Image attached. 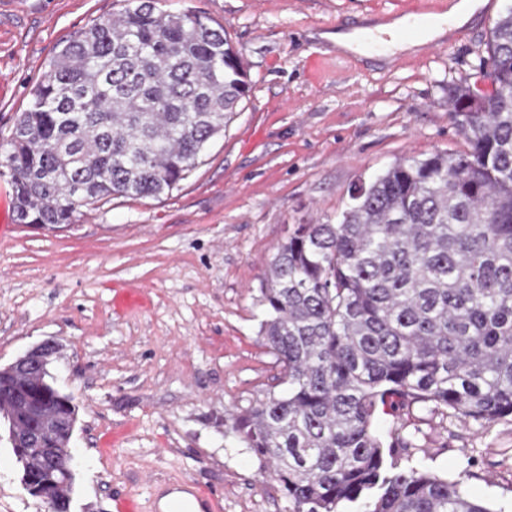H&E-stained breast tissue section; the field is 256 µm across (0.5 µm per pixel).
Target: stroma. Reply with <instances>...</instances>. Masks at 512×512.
Masks as SVG:
<instances>
[{
	"instance_id": "1",
	"label": "stroma",
	"mask_w": 512,
	"mask_h": 512,
	"mask_svg": "<svg viewBox=\"0 0 512 512\" xmlns=\"http://www.w3.org/2000/svg\"><path fill=\"white\" fill-rule=\"evenodd\" d=\"M414 0H160L223 27L250 91L187 178L161 197H115L49 231L0 235V366L51 340L55 385L79 407L72 512H126L153 483L191 477L222 512H288L231 414L281 391L259 335L260 281L293 225L336 222L355 187L400 159L462 152L448 90L474 81L496 0L452 47L391 61L338 51L326 33ZM120 0H0V161L52 54ZM430 472L464 478L512 512V417L484 428L412 408L378 413ZM0 439V512H44Z\"/></svg>"
}]
</instances>
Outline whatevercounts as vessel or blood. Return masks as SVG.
Returning a JSON list of instances; mask_svg holds the SVG:
<instances>
[{"label": "vessel or blood", "mask_w": 512, "mask_h": 512, "mask_svg": "<svg viewBox=\"0 0 512 512\" xmlns=\"http://www.w3.org/2000/svg\"><path fill=\"white\" fill-rule=\"evenodd\" d=\"M423 7L410 8L393 30L395 40L409 41L419 37L418 17ZM136 512H221L219 496L189 478H175L154 484L144 502L136 504Z\"/></svg>", "instance_id": "obj_1"}]
</instances>
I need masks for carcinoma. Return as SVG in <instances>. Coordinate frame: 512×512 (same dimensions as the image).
Returning a JSON list of instances; mask_svg holds the SVG:
<instances>
[{
  "mask_svg": "<svg viewBox=\"0 0 512 512\" xmlns=\"http://www.w3.org/2000/svg\"><path fill=\"white\" fill-rule=\"evenodd\" d=\"M55 51L10 138L21 224L75 205L159 197L186 179L248 92L220 26L121 0ZM485 86L448 102L468 151L399 160L334 224H297L261 281L260 337L286 389L230 431L290 512H492L463 479L385 443L378 411L414 404L480 427L512 416V8L495 21ZM49 374L46 414L60 411Z\"/></svg>",
  "mask_w": 512,
  "mask_h": 512,
  "instance_id": "obj_1",
  "label": "carcinoma"
}]
</instances>
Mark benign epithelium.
<instances>
[{"instance_id":"obj_1","label":"benign epithelium","mask_w":512,"mask_h":512,"mask_svg":"<svg viewBox=\"0 0 512 512\" xmlns=\"http://www.w3.org/2000/svg\"><path fill=\"white\" fill-rule=\"evenodd\" d=\"M56 350L55 343L42 342L32 347L6 369H0V395L15 393V407L3 412L9 423L8 441L15 446L21 460L24 459L25 452L31 448L44 449L45 468L37 482L31 484V490L45 502L47 512H58L59 500L54 497V488L58 484L57 477L72 473L71 441L74 426L65 418L56 420L54 445L51 448L44 447L46 431L42 426L34 424L41 414L44 392L36 388L20 392L17 386L21 378L45 372L47 359Z\"/></svg>"}]
</instances>
